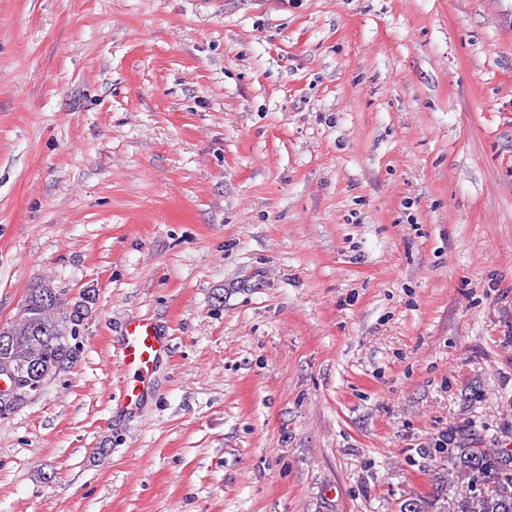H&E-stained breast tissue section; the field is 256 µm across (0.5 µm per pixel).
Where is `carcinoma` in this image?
<instances>
[{"label": "carcinoma", "instance_id": "obj_1", "mask_svg": "<svg viewBox=\"0 0 512 512\" xmlns=\"http://www.w3.org/2000/svg\"><path fill=\"white\" fill-rule=\"evenodd\" d=\"M97 304L95 290L82 291L71 300L51 280L28 288L18 318L0 327V365L7 362L30 372L36 388L0 393V419L27 405L60 369L73 363L77 347L72 340L80 333L83 315ZM462 431L448 433V447L434 452L446 455L448 467L437 477L440 488L468 481L469 491L458 495L457 512H512V454L492 448L461 444ZM492 483L487 491H474L479 476ZM439 495L408 501L400 512H439Z\"/></svg>", "mask_w": 512, "mask_h": 512}]
</instances>
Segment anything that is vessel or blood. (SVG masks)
Masks as SVG:
<instances>
[{"mask_svg": "<svg viewBox=\"0 0 512 512\" xmlns=\"http://www.w3.org/2000/svg\"><path fill=\"white\" fill-rule=\"evenodd\" d=\"M166 346V339L154 322L134 318L126 323L119 359L127 375L124 396L129 401H137L141 396Z\"/></svg>", "mask_w": 512, "mask_h": 512, "instance_id": "1", "label": "vessel or blood"}]
</instances>
